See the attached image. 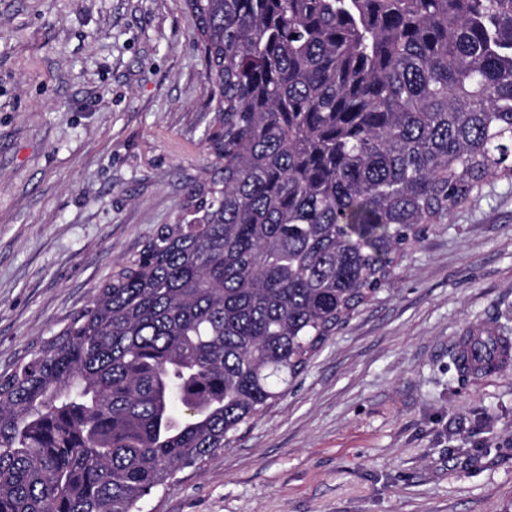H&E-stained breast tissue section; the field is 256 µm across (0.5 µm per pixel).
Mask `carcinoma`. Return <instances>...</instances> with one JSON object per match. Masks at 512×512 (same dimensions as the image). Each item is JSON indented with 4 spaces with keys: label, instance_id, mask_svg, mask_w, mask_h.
I'll return each mask as SVG.
<instances>
[{
    "label": "carcinoma",
    "instance_id": "cac0c4a2",
    "mask_svg": "<svg viewBox=\"0 0 512 512\" xmlns=\"http://www.w3.org/2000/svg\"><path fill=\"white\" fill-rule=\"evenodd\" d=\"M210 177L0 374V512H141L232 446L491 178L512 0H186ZM501 337L468 338L473 377Z\"/></svg>",
    "mask_w": 512,
    "mask_h": 512
}]
</instances>
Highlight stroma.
<instances>
[{
  "instance_id": "obj_1",
  "label": "stroma",
  "mask_w": 512,
  "mask_h": 512,
  "mask_svg": "<svg viewBox=\"0 0 512 512\" xmlns=\"http://www.w3.org/2000/svg\"><path fill=\"white\" fill-rule=\"evenodd\" d=\"M185 0H0V373L84 308L208 176L213 87ZM512 183L429 228L232 447L143 512H512ZM501 341V337L495 336L494 331L490 334L469 336L468 342L471 349V360L469 367L466 368L463 364H460L458 356L457 362L460 369L472 377H478L479 373H482L496 362L495 353L497 344Z\"/></svg>"
}]
</instances>
